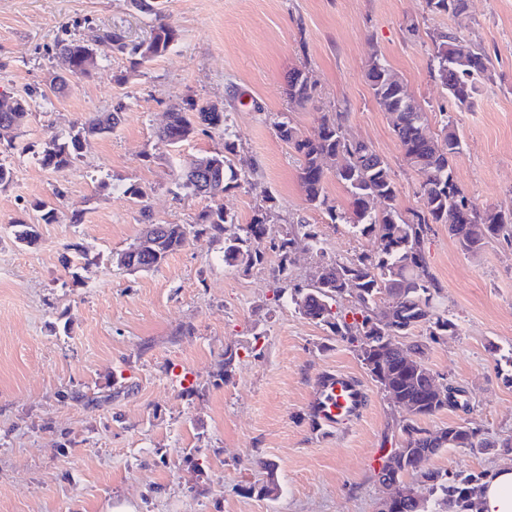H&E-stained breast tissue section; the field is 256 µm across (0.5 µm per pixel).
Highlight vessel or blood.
Wrapping results in <instances>:
<instances>
[{"instance_id":"1","label":"vessel or blood","mask_w":512,"mask_h":512,"mask_svg":"<svg viewBox=\"0 0 512 512\" xmlns=\"http://www.w3.org/2000/svg\"><path fill=\"white\" fill-rule=\"evenodd\" d=\"M368 401L364 385L353 375L339 371L320 385L315 401L317 426H337L359 417Z\"/></svg>"}]
</instances>
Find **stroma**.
<instances>
[{
    "label": "stroma",
    "instance_id": "1",
    "mask_svg": "<svg viewBox=\"0 0 512 512\" xmlns=\"http://www.w3.org/2000/svg\"><path fill=\"white\" fill-rule=\"evenodd\" d=\"M162 10L179 33L165 54L133 72L97 46L95 75L50 95L58 41L112 27L138 43L153 16L130 0H0V97L36 101L21 129L0 136V158L14 167L0 186V512H106L117 501L136 512H376L381 441L410 414L353 346L277 294L275 253L243 271L225 264L223 242L192 236L149 272H128L117 257L146 221L189 225L217 207L239 224L271 207L277 232L305 219L341 261L376 251L375 237L306 204L297 157L274 131L286 118L309 135L322 113H345L347 135L389 163L400 209L420 208L421 177L365 79L374 54L421 101L431 133L446 120L458 131L454 176L471 201L512 209V0H467L457 17L431 13L426 0H162ZM438 31L490 61L473 108L457 107L432 76ZM301 66L316 90L293 106L286 80ZM189 98L226 113L228 129L164 146L168 110ZM117 107V127L88 138L69 167L41 165L48 139ZM228 141L238 187L216 198L180 188L184 166ZM131 184L146 190L144 204L125 195ZM40 201L56 223L39 222ZM18 220L33 224V244L16 239ZM425 251L458 332L429 344L424 362L463 394L421 424L470 422L491 440L510 437L512 242L473 255L437 224ZM229 347L240 354L228 375ZM339 370L364 384L368 404L340 427H313L318 379ZM266 460L277 496L244 494L265 480ZM501 462L493 449L451 448L428 466L468 476Z\"/></svg>",
    "mask_w": 512,
    "mask_h": 512
}]
</instances>
